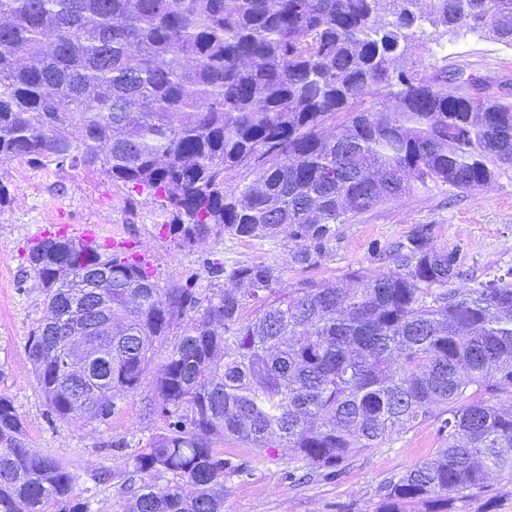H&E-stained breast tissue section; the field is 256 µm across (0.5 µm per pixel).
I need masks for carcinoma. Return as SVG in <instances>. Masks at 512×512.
Here are the masks:
<instances>
[{"instance_id":"1","label":"carcinoma","mask_w":512,"mask_h":512,"mask_svg":"<svg viewBox=\"0 0 512 512\" xmlns=\"http://www.w3.org/2000/svg\"><path fill=\"white\" fill-rule=\"evenodd\" d=\"M427 26L512 48V0H0V159L140 187L187 244L284 235L313 267L336 225L384 201L512 169V102L393 67ZM366 94L379 110L358 108ZM232 168L254 178L228 192ZM388 252L393 268L356 288L288 292L274 264L209 262L226 286L205 295L193 277L161 288L139 260L42 239L28 261L46 316L28 359L50 414L104 421L184 326L155 382L163 432L129 458L141 485L123 512H223L243 468L217 439L287 447L337 476L425 423L439 448L386 479L375 512H492L493 473L512 484V405L499 406L512 401V268L453 287L458 254L428 224ZM96 294L112 339L84 336L77 377L61 363L67 327ZM75 481L0 395V512H93L97 493Z\"/></svg>"}]
</instances>
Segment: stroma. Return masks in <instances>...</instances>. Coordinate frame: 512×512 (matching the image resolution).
Instances as JSON below:
<instances>
[{"mask_svg":"<svg viewBox=\"0 0 512 512\" xmlns=\"http://www.w3.org/2000/svg\"><path fill=\"white\" fill-rule=\"evenodd\" d=\"M400 62L431 76L447 69L449 77L512 99V49L477 33L439 32L434 39L408 42ZM0 185L9 197L0 205V395L9 397L21 414L31 447L64 462L76 476L77 492L92 489L101 470L112 482L100 495V512H116L128 499V457L162 431L150 412L153 384L160 362L151 363L139 387L118 395L110 418L103 422L63 421L51 417L27 358L32 329L44 316V291L29 274L28 248L48 227L101 226L118 230L135 245L159 287L172 288L196 276L199 289L223 287L211 277L213 258L269 262L283 271L284 287L332 279L355 287L353 273L372 278L392 262L386 249L406 238L419 224L431 225L436 244L457 251L463 271L484 278L512 267V170L474 191L447 186L413 190L339 225L336 244L318 266L303 269L291 262V245H270L223 235L187 245L164 226L158 202L82 169H56L26 159L0 160ZM438 439L432 427L408 432L392 449L356 456L340 476L320 475L289 483L294 468L286 448L259 451L232 439L216 442L221 458L244 465L224 492V512H374L378 486L390 475L410 469L433 453Z\"/></svg>","mask_w":512,"mask_h":512,"instance_id":"obj_1","label":"stroma"}]
</instances>
